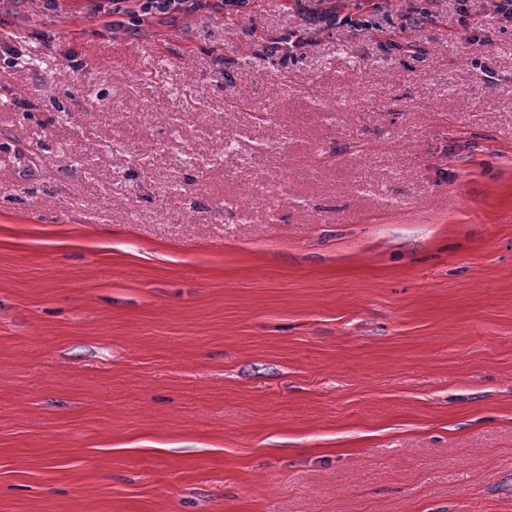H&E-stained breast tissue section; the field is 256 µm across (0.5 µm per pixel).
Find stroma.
Returning <instances> with one entry per match:
<instances>
[{
    "label": "stroma",
    "instance_id": "obj_1",
    "mask_svg": "<svg viewBox=\"0 0 512 512\" xmlns=\"http://www.w3.org/2000/svg\"><path fill=\"white\" fill-rule=\"evenodd\" d=\"M313 2L0 0V512H512V25ZM246 0H90L95 16L112 17V28L135 25L144 18H172L179 14L198 13L205 9L214 13L224 6H242Z\"/></svg>",
    "mask_w": 512,
    "mask_h": 512
}]
</instances>
